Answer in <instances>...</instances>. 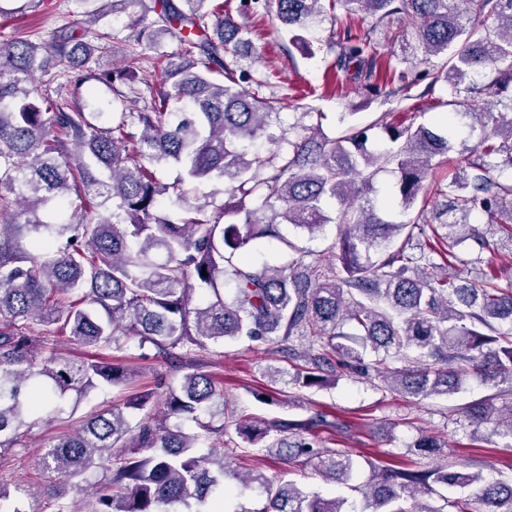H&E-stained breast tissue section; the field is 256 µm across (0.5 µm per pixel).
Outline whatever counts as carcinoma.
Wrapping results in <instances>:
<instances>
[{
	"label": "carcinoma",
	"mask_w": 512,
	"mask_h": 512,
	"mask_svg": "<svg viewBox=\"0 0 512 512\" xmlns=\"http://www.w3.org/2000/svg\"><path fill=\"white\" fill-rule=\"evenodd\" d=\"M209 2L160 0V31L179 34L181 52L144 112H108L102 103L87 112L35 88L53 69H90L110 48L108 31L92 41L61 31L44 43L0 42V454L24 447L21 428L31 427L45 402L61 413L64 401L125 387L136 375L109 359L57 354L33 328L57 324L93 352L151 347L188 373L169 392L162 418L146 413L152 393L139 392L43 450L56 512L175 505L220 512L228 478L261 493L252 508L230 512H408L391 504L434 485L471 489L452 501L456 512H512V477L487 481L453 464L425 468L411 460L440 453L442 443L426 435L373 472L358 511L291 481L242 475L230 458L251 448H276L282 461L303 457L341 484L357 465L348 451L308 438L315 428L336 427L324 412L302 421L237 419L236 439L216 450L224 394L199 363L209 344L244 336L278 343L304 362L292 378L300 388L322 387L345 370L373 371L407 398L448 397L470 375L498 397L512 395V283L501 286L481 267L483 252L512 250V183L493 177L512 169V0H328L327 8L322 0H242L243 13H272L294 43L336 22L334 72L354 71L373 98L408 100L422 81L448 93L441 129L400 107L407 117L398 123L383 112L363 128L342 112L333 135L323 129L325 113L307 111L301 117L316 121L294 140L273 131L288 99L263 94L261 80L254 90L240 87L246 28ZM338 6L380 24L405 16L410 28L401 41L413 38L409 48L428 68H404L410 59L397 56L377 76L370 33L328 14ZM118 11L135 17L137 41L156 44L155 30L144 25L145 0H100L85 24ZM138 64L132 52L121 73L94 80L107 87L120 80L132 91ZM460 124L480 133L473 145L456 139ZM259 139L276 150H252ZM458 145L460 163L428 198L426 182ZM158 166L175 167V181L160 182ZM387 168L397 176V220L371 197L374 176ZM481 214L502 236L476 226ZM328 223L341 225L331 264L282 232L290 224L313 236ZM272 241L283 261H255L252 254ZM293 338L308 345L294 348ZM392 355L404 366L388 367ZM131 410L144 417L132 421ZM463 416L512 439V404L488 398ZM188 419L198 431H183ZM99 469L110 472L105 489L93 480ZM76 478L89 493L83 510L63 502Z\"/></svg>",
	"instance_id": "carcinoma-1"
}]
</instances>
